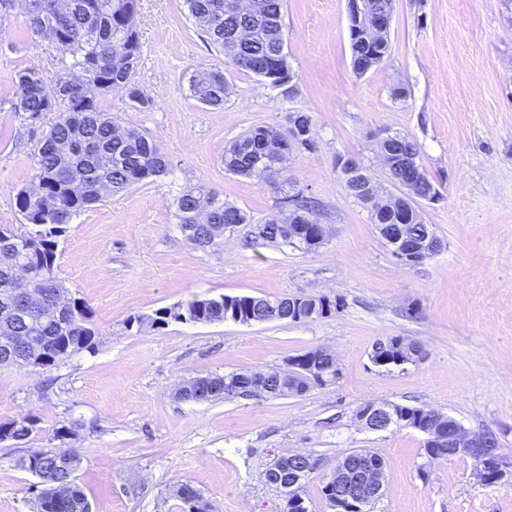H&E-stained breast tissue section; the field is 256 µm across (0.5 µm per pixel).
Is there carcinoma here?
<instances>
[{
    "mask_svg": "<svg viewBox=\"0 0 512 512\" xmlns=\"http://www.w3.org/2000/svg\"><path fill=\"white\" fill-rule=\"evenodd\" d=\"M46 10L26 19L34 38L52 36L55 43L70 54L69 69L48 80L36 69L20 72L12 108L33 124L48 112L57 111L60 119L42 133L37 142V171L34 185L38 194H19L18 204L25 224L19 228L0 227V331L8 336H36L51 347L47 366L82 351L94 349V332L89 327L88 307L73 300L70 313L60 316L51 301L57 292H67L54 275L58 240L67 231L74 216L103 198L128 186L153 181L169 173V161L156 141L137 129H124L116 120L97 110L94 95L120 88L130 99L143 106L150 100L137 87L135 77L140 58V41L133 24L138 0H44ZM188 16L202 26L207 40L224 54L225 63L261 77L280 95L291 99L296 88L288 84L294 73L288 63L283 34L285 0H185ZM353 69L361 75L381 64L389 52V43L350 38ZM193 97L211 108L226 101V82L220 71L193 77ZM286 139L274 127L260 126L240 136L224 151L226 171L249 179L259 177L264 168L284 170L286 155L276 152L272 143ZM310 208L300 192L283 193L278 211L263 222L258 237L274 246H286L288 207ZM179 226L193 224L202 243L201 249L219 243L224 231L250 223L248 215L216 193L183 191L175 202ZM382 224L398 225L413 236L422 221L408 217L401 197L386 201L377 210ZM42 288L46 305L26 318L15 310L25 306L24 283ZM242 295L232 312L246 318L248 313L267 321L259 304L247 303ZM183 314L193 323L224 320V300L194 298L179 303ZM11 427L10 439L28 440L32 426L13 421L0 424ZM34 468L55 482L69 487L67 494L43 491L38 499L40 512H84L87 500L77 483L81 459L73 454L69 467L58 465L53 451L36 450L31 454ZM183 512H207L200 493L189 484L176 490Z\"/></svg>",
    "mask_w": 512,
    "mask_h": 512,
    "instance_id": "carcinoma-1",
    "label": "carcinoma"
}]
</instances>
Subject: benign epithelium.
<instances>
[{"label": "benign epithelium", "instance_id": "7a95c632", "mask_svg": "<svg viewBox=\"0 0 512 512\" xmlns=\"http://www.w3.org/2000/svg\"><path fill=\"white\" fill-rule=\"evenodd\" d=\"M351 34L367 41L383 38L388 35L391 26V16L386 13L371 10V0H348L347 3ZM380 158L386 170L404 165L408 175L398 182L389 178L396 193L409 203L414 199L435 201L439 194L432 189L426 174L418 167L400 156V153L389 149L380 150ZM343 176L348 179L360 177L364 188L374 202L378 200L379 186L375 184L371 174L355 161L348 159L343 163ZM290 225H288V240L294 243L309 238L310 241L322 244L326 240V226L311 211H299L288 207ZM380 235L385 237L392 257L402 265H410L422 257L430 255L441 247V243L430 227H425L424 234L413 243L403 237L385 236L384 225H377ZM266 312L276 317L281 310H288V320L304 322L324 317L330 314V300L322 301L305 296H288L280 301L263 303ZM7 342L3 353L14 355V363L34 369L42 368L48 360V349L45 344L31 336H4L0 338ZM389 342L377 343L371 354L372 362L377 366H385L392 362L391 357L384 354ZM395 349L406 350L411 347L415 354H421L417 343L401 340L392 345ZM336 357L323 349L312 351L306 357H295L288 360V367L278 372V389L272 390L268 382L269 372L250 371L242 379V388L248 390V395H270L274 392L284 396L301 395L313 385H325L336 379ZM355 418L359 425L368 431L388 429L396 423L415 424L419 431L427 435L426 446L443 448L439 458L451 457L458 453H469L478 465V476L484 483L496 482L505 477H512V459L505 456L492 445L485 436L471 435L454 419L435 416L427 410H401L387 403L368 402L356 410ZM317 463L306 454L299 460H280L276 466L267 472V481L280 487L283 495L290 503L303 502L300 494L303 481L316 469ZM385 485L384 459L366 450L352 451L342 456L333 472L326 478L325 486L331 494L336 512H361L365 503L380 497Z\"/></svg>", "mask_w": 512, "mask_h": 512}]
</instances>
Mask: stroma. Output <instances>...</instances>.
I'll return each mask as SVG.
<instances>
[{
    "label": "stroma",
    "mask_w": 512,
    "mask_h": 512,
    "mask_svg": "<svg viewBox=\"0 0 512 512\" xmlns=\"http://www.w3.org/2000/svg\"><path fill=\"white\" fill-rule=\"evenodd\" d=\"M142 107L122 91L96 97L99 111L143 131L170 163L77 215L59 241L55 275L85 302L93 351L32 370L0 366V423L35 421L24 442L0 441V512H38L37 478L23 466L34 449L71 448L91 512H180L175 491H200L209 512H283L265 479L280 457L317 461L302 494L309 512H330L321 494L337 460L366 449L385 461V489L367 512H512V478L483 485L465 455L430 459L423 433L362 429L357 407L388 402L431 408L472 435L496 439L512 457V0H395L390 52L365 75L352 67L347 0H286L283 25L296 75L293 99L226 65L184 0H139ZM71 57L30 37L21 7L0 11V225H20V192L30 189L42 127L11 102L16 76L47 75ZM223 71V108L196 101L190 78ZM406 95L395 98L394 87ZM311 116V148L290 153L282 174L260 183L224 168L225 149L257 126L286 130L288 114ZM407 137L439 193L418 201L442 249L418 265L398 264L366 207L344 188L338 158L388 187L377 144ZM318 203L329 228L321 248L262 244L256 226L276 213L285 185ZM189 186L219 193L251 223L196 250L175 217ZM270 299L329 296L340 308L307 322H221L130 327L138 316L193 296ZM402 336L424 357L378 367L376 342ZM335 355V383L300 396L178 399L185 380L271 371L314 349ZM76 425L58 442L57 428Z\"/></svg>",
    "instance_id": "1"
}]
</instances>
